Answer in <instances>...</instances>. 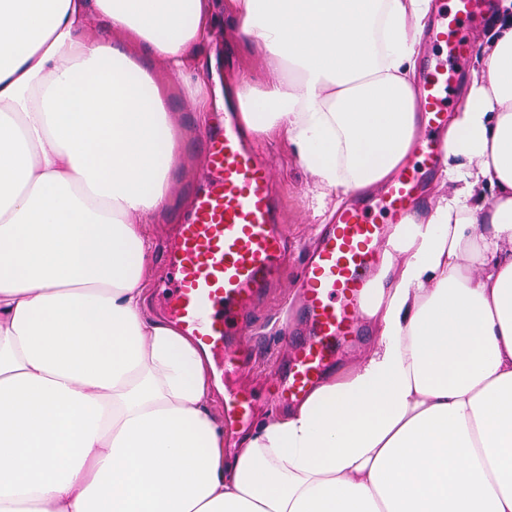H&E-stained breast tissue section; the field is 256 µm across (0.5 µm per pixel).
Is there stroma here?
<instances>
[{
	"mask_svg": "<svg viewBox=\"0 0 512 512\" xmlns=\"http://www.w3.org/2000/svg\"><path fill=\"white\" fill-rule=\"evenodd\" d=\"M168 107L175 120L180 136L177 140V154L169 173L168 203L165 216L157 226V238L153 250L151 270L154 281H162L166 275L163 251L178 223L195 185L201 158L191 143L194 139L193 122L198 114L189 90L179 81H172L168 94ZM257 145L267 154L276 173V188L288 219V246L292 258L284 268L280 282L272 289L265 301L260 304L253 319L258 332L265 338L260 350L255 372L239 374L228 372L224 375L225 390L248 389L254 396L252 410L234 429L224 432L225 449L233 451L241 432L252 429L260 419L275 420L282 410V403L272 396L271 380L268 371L275 363L279 348L275 338L284 317V306L291 293L290 287L295 281L300 263L305 253L314 245L316 234L321 226L320 218L313 212L315 178L310 170L288 156L287 145L270 130L256 133Z\"/></svg>",
	"mask_w": 512,
	"mask_h": 512,
	"instance_id": "1",
	"label": "stroma"
}]
</instances>
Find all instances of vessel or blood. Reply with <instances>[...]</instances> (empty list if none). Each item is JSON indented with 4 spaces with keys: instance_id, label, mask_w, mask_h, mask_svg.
Listing matches in <instances>:
<instances>
[{
    "instance_id": "1",
    "label": "vessel or blood",
    "mask_w": 512,
    "mask_h": 512,
    "mask_svg": "<svg viewBox=\"0 0 512 512\" xmlns=\"http://www.w3.org/2000/svg\"><path fill=\"white\" fill-rule=\"evenodd\" d=\"M483 9V0L440 4L429 33L430 46L440 53L430 57L415 87L424 123L414 136L413 161L401 165L377 197L340 211L302 263L294 282L301 331L281 329L278 341L290 346L292 356L271 377L278 400L304 399L333 363L339 345L358 336L372 300V273L382 257L386 228L413 215L422 177L448 151L441 133L448 127L455 68L473 50L461 24ZM199 135V185L165 253L170 279L162 295L175 327L219 357L221 368L242 371L257 357L249 316L288 262L287 219L274 188L275 171L257 150L237 100L225 99L223 121ZM252 403L247 391L228 393L224 415L231 421L245 419Z\"/></svg>"
}]
</instances>
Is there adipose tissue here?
I'll list each match as a JSON object with an SVG mask.
<instances>
[{
	"instance_id": "adipose-tissue-1",
	"label": "adipose tissue",
	"mask_w": 512,
	"mask_h": 512,
	"mask_svg": "<svg viewBox=\"0 0 512 512\" xmlns=\"http://www.w3.org/2000/svg\"><path fill=\"white\" fill-rule=\"evenodd\" d=\"M239 87L315 177L385 181L422 119L434 0H223ZM448 124L425 228L391 240L374 348L224 451L208 364L149 317L175 124L223 100L214 0H0V512H512V0ZM112 36L87 31L89 16ZM238 67L235 69L232 80L238 83L245 82L250 85H260L267 77L269 64L259 53L253 52L235 60Z\"/></svg>"
}]
</instances>
